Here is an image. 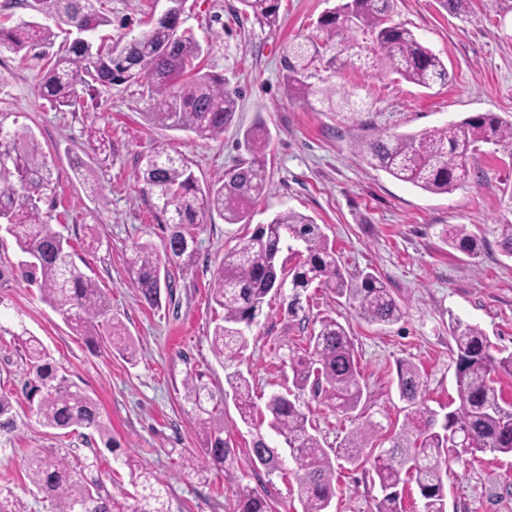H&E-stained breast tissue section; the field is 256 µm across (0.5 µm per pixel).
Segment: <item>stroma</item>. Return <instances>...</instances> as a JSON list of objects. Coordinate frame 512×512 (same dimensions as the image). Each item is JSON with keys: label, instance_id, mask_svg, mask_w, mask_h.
<instances>
[{"label": "stroma", "instance_id": "35a3bbf8", "mask_svg": "<svg viewBox=\"0 0 512 512\" xmlns=\"http://www.w3.org/2000/svg\"><path fill=\"white\" fill-rule=\"evenodd\" d=\"M101 2L112 23L99 36L118 49L167 7L165 0ZM337 3L280 0L279 26L263 29L240 0H185L181 28L204 49L200 69L223 78L237 100L232 122L210 139L149 121L154 102L137 83L103 87L76 107L56 109L36 91L48 61L42 48L25 54L0 50V125L35 135L56 182L54 203L43 206V218L70 239L74 261L104 290L136 346L132 363L116 352L92 350L22 278L23 256L14 238L0 230V393L19 402L18 429L0 447V486L20 496L26 512H54L26 475L25 461L35 448L68 452L75 464L97 461L98 475L119 496L133 491L124 461L136 457L167 484L169 512H234L245 488L269 499L273 512H302L295 475L267 474L251 460L256 429L241 422L227 372L211 349L220 317L210 301L211 274L244 226L206 214L197 231L195 265L165 267L168 288L160 308H149L130 284L127 260L135 245H158L168 234L136 179L141 157L160 148L187 158L200 183L218 185L247 157L244 131L263 126L269 182L253 201L254 224L287 210L312 217L342 268L353 275L374 273L400 305L402 318L380 326L313 286L293 316L287 293L270 294L247 330L240 369L261 406L271 393L290 388L289 357L322 317L349 325L366 400L345 415L305 395V411L323 448H338L368 418L403 423L396 369L405 360L421 369L430 410L441 416L458 405L451 318L478 325L502 354L512 353V259L485 233L512 199V143L477 144L469 156L475 178L448 194L398 181L362 152L371 135L420 132L477 112L512 122V13L500 12L495 0H470L457 14L439 0H396L394 21L440 56L449 83L428 90L384 70L349 65L320 77L337 89H355L364 112H316L289 93L283 57L288 42L314 33L320 16ZM92 130L111 141V152L89 148ZM77 159L84 163L83 183L73 175ZM454 224L482 237L477 257L445 242L442 230ZM91 228L101 240L94 251L85 243ZM24 328L49 347L72 383L98 401L111 422L112 447H104L92 430L64 433L30 416L21 403L30 376L14 341ZM190 371L202 374L221 401L224 436L236 450L232 479L205 461L184 401ZM189 458L195 469L186 468ZM378 495L368 464H342L330 512H375ZM448 512H512V456L481 454L468 465L451 464Z\"/></svg>", "mask_w": 512, "mask_h": 512}]
</instances>
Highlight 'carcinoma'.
Returning <instances> with one entry per match:
<instances>
[{
	"label": "carcinoma",
	"instance_id": "obj_1",
	"mask_svg": "<svg viewBox=\"0 0 512 512\" xmlns=\"http://www.w3.org/2000/svg\"><path fill=\"white\" fill-rule=\"evenodd\" d=\"M260 26L278 23V0H242ZM98 0H31V8L59 27L81 32L49 58L38 87L40 98L55 108L74 107L98 87L116 83H144L155 100L149 113L153 123L172 130L191 131L203 138L224 132L236 112L234 96L224 83L196 72L201 45L180 31L182 4L174 2L167 18L129 41L121 50L98 43L96 33L112 24ZM394 0H344L317 22V33L288 45L285 55L287 87L314 99L328 112H357L353 91L337 92L311 79L318 65L342 68L366 59L399 75L403 80L430 88L448 83V67L416 35L392 22ZM369 36L366 48L357 34ZM55 32L44 24L20 21L0 29V48L14 53L54 44ZM512 123L487 112L468 116L414 134H379L363 146L370 163L393 178L432 194H448L465 186L473 174L467 151L479 142L511 141ZM268 133L253 127L243 133L249 158L225 174L219 185L202 186L182 156L158 150L144 156L137 172L153 199V207L169 228L162 243L163 256L182 268L196 258V230L205 213L217 212L227 224H248L253 199L267 187L265 163ZM54 189L53 172L34 138L0 126V230L9 233L25 256L24 279L37 285L40 298L76 333L98 347L109 345L128 362L136 358L122 324L112 317L106 294L72 259L70 240L53 230L41 216V203ZM501 253L512 257V218L490 225ZM302 244L294 251L299 260L288 265L282 257L284 237ZM445 239L452 249L468 256L480 253L481 240L462 224L450 225ZM156 248L137 245L128 261L130 281L145 303L161 304V265ZM289 280L288 312L300 309L303 292L316 282L345 299L371 324L386 326L399 321L402 309L385 283L372 273L350 276L343 272L327 236L314 221L288 210L259 224L249 235L224 252L211 279L210 300L223 310L211 336V348L224 367H236L247 347L246 331L263 314L267 296L282 279ZM111 325V335H96L99 321ZM456 348V384L459 405L443 420L425 406L424 377L418 366L402 361L397 369V390L407 403L399 431L382 437L384 426L366 419L350 430L339 448L328 452L307 428L300 398L305 391L325 406L349 414L361 404L364 390L355 347L347 328L334 318L320 321L306 337V345L289 356L292 389L273 393L265 410H257L248 379L238 369L226 380L235 397L243 423L265 421L282 438L294 464L288 469L279 449L258 433L250 451L268 473L293 472L302 512H329L336 497V460L357 464L363 451L375 448L370 460L382 497L375 512H402L398 486L404 477L413 480L422 501L421 512H448V463H468L478 453L512 454V404L505 402L496 375L512 374V354H494L488 336L478 326L454 318L449 324ZM29 374L28 410L45 428H88L97 432L105 447H112L109 424L97 402L73 387L47 347L27 330L16 335ZM184 400L201 435L208 460L232 477L235 448L224 438V424L217 418L218 404L202 377L187 373ZM17 411L12 398L0 394V436L12 434ZM130 484L135 495L117 497L99 479L86 472L97 462L72 465L64 456L34 450L27 460V476L58 512H169L166 491L144 464L128 457ZM0 512H26L23 501L10 489L0 488ZM237 512H271L268 499L244 489Z\"/></svg>",
	"mask_w": 512,
	"mask_h": 512
}]
</instances>
